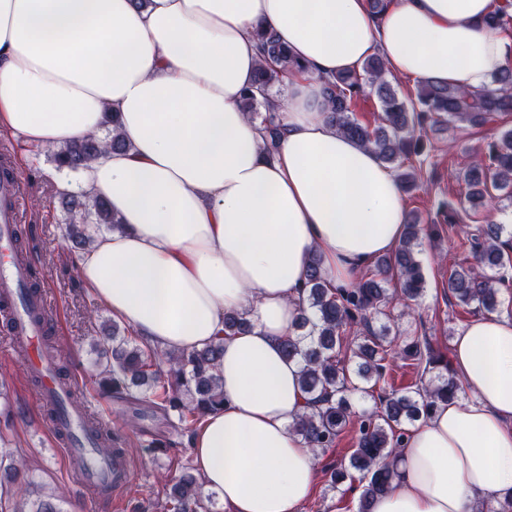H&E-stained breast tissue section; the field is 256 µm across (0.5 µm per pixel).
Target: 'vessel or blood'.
Instances as JSON below:
<instances>
[{
    "instance_id": "vessel-or-blood-1",
    "label": "vessel or blood",
    "mask_w": 512,
    "mask_h": 512,
    "mask_svg": "<svg viewBox=\"0 0 512 512\" xmlns=\"http://www.w3.org/2000/svg\"><path fill=\"white\" fill-rule=\"evenodd\" d=\"M23 194L17 174L9 165L0 166V321L5 324L0 349L8 351L17 342H24L27 368L39 376L31 390L32 401L48 410L58 402L62 385L43 353V337L51 319L48 295L32 288V263L15 255L14 238L20 229ZM51 431L66 456L91 454L94 439L78 429L71 414H61L52 420ZM70 478L88 500L94 501L104 485H112L116 490L125 486L132 478V470L126 457L117 454L108 463L71 468Z\"/></svg>"
}]
</instances>
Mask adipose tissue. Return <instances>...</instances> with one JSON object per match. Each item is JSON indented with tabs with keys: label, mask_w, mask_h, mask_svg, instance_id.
<instances>
[{
	"label": "adipose tissue",
	"mask_w": 512,
	"mask_h": 512,
	"mask_svg": "<svg viewBox=\"0 0 512 512\" xmlns=\"http://www.w3.org/2000/svg\"><path fill=\"white\" fill-rule=\"evenodd\" d=\"M496 0H0V135L34 149L101 133L129 145L80 170L120 229L76 266L86 288L169 351L224 338V407L193 438L202 491L224 512H296L316 456L291 429L306 406L282 342L311 256L347 288L399 245L404 194L378 155L324 119L322 80L373 54L415 81L473 93L512 65V40L484 29ZM273 31L304 71L285 81L274 150L240 107ZM247 325L224 334V314ZM464 396L437 405L392 461L370 512H473L512 500V317L469 321L452 344Z\"/></svg>",
	"instance_id": "obj_1"
}]
</instances>
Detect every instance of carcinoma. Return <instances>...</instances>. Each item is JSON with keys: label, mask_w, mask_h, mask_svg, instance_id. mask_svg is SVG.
Returning <instances> with one entry per match:
<instances>
[{"label": "carcinoma", "mask_w": 512, "mask_h": 512, "mask_svg": "<svg viewBox=\"0 0 512 512\" xmlns=\"http://www.w3.org/2000/svg\"><path fill=\"white\" fill-rule=\"evenodd\" d=\"M486 28L512 31V0H501L484 19ZM263 63L257 70L255 86L242 97V108L250 117L264 110L261 124L267 148L278 144L283 132L280 116L267 97L286 74L305 71L286 45L263 29L255 31ZM382 57H369L360 73L338 74L324 82V116L328 123L358 144L373 149L380 159L398 171L402 190L409 193L423 187L421 171L407 170L412 157L422 155L421 133L428 126L465 121L472 125L490 122L500 114L512 112V67L494 77L495 88L482 93L466 92L448 83L431 80L417 83L413 98L398 96L386 79ZM375 93L380 103L379 124L370 127L353 116L352 103L366 90ZM106 147L114 151L129 149V144L111 129L100 139L89 136L60 146L53 161L60 170L77 171L98 158ZM474 187L468 200H484L489 188L502 189L512 184V129L502 132L487 145L485 158L466 172ZM68 213L67 236L71 248L85 249L94 233L105 226L121 227L120 218L109 205L98 200L89 203L81 194L62 198ZM504 226L482 224L476 232L462 238L472 262L454 267L448 273V295L476 312L492 313L500 305L502 291L512 289V252L501 242ZM422 225L415 216L405 224L401 246L390 256L377 258L369 272L362 274L351 288H330L321 273V259L313 255L305 284L306 305L283 341V352L301 364L300 384L311 398L292 425L307 447L332 448L351 416L350 395L359 392L377 396L379 409L365 412L358 419L356 448L348 459L336 465L332 484L338 486L359 474L362 492L358 512H369L371 500L384 493L396 476L386 460L402 447L408 427L430 416L436 404L457 397L460 386L452 371L449 356L436 348L426 336L404 337L400 348L404 358L423 366L418 382L403 388H381L385 381L390 353V326L373 327V321L387 315L397 300L416 302L425 292L418 255ZM354 336L351 354L340 357L343 343ZM128 327L112 324L98 341L99 373L96 383L105 394H127L139 390L136 401L150 409L175 411L184 430L191 432L212 411L224 406V390L219 376L224 357V339L200 349L182 353H162L143 348ZM96 436L95 449L111 456L112 432L101 422L89 423ZM0 454V488L12 487L15 493H0L15 500L12 512H60L54 498L34 490L25 472L3 464ZM165 512H203L205 504L199 479L190 472L170 486Z\"/></svg>", "instance_id": "carcinoma-1"}]
</instances>
